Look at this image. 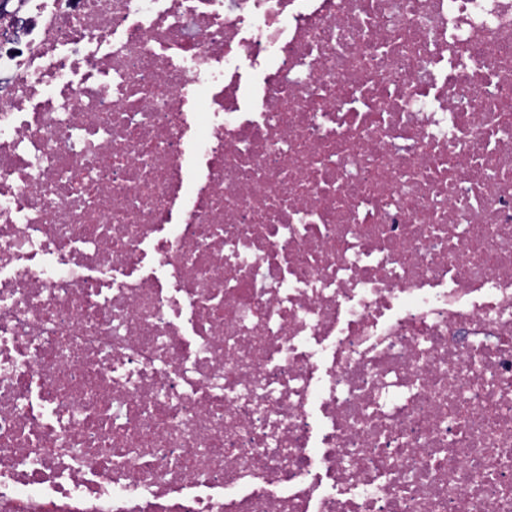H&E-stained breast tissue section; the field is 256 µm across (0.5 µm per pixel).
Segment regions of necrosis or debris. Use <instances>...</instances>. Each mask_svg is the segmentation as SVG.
I'll list each match as a JSON object with an SVG mask.
<instances>
[{"label": "necrosis or debris", "mask_w": 512, "mask_h": 512, "mask_svg": "<svg viewBox=\"0 0 512 512\" xmlns=\"http://www.w3.org/2000/svg\"><path fill=\"white\" fill-rule=\"evenodd\" d=\"M0 512H512V0H18Z\"/></svg>", "instance_id": "1"}]
</instances>
